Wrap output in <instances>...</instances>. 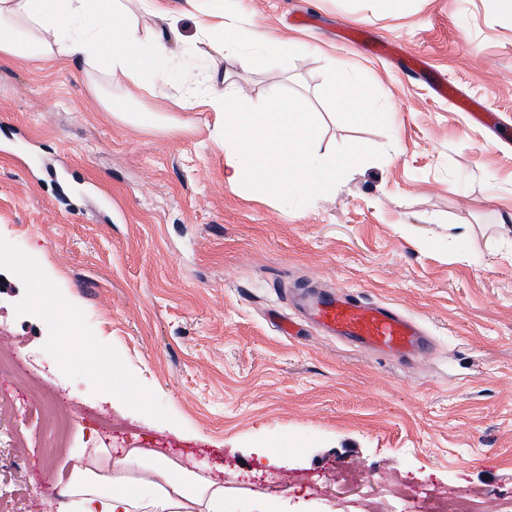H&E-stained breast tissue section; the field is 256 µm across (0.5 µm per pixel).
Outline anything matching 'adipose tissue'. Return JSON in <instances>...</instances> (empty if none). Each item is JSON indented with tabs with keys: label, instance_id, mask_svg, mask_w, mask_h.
Returning a JSON list of instances; mask_svg holds the SVG:
<instances>
[{
	"label": "adipose tissue",
	"instance_id": "1",
	"mask_svg": "<svg viewBox=\"0 0 512 512\" xmlns=\"http://www.w3.org/2000/svg\"><path fill=\"white\" fill-rule=\"evenodd\" d=\"M181 11L195 18L203 43L244 68L260 67L264 50L289 44L288 37L241 24L202 0H183ZM170 51L168 34L145 37L125 0H0V58L82 62L136 94L167 83ZM184 85L182 107L213 112L224 131L230 186L248 182L283 198L324 200L360 157L356 143L339 150L322 146L300 98L273 93L253 109L246 91L214 69L201 81L185 75ZM325 93L355 123L388 106L374 85L345 67ZM135 461L143 474L132 478L127 471ZM63 496L73 512H224L223 485L182 469L162 452L138 448L120 458L109 448H94Z\"/></svg>",
	"mask_w": 512,
	"mask_h": 512
}]
</instances>
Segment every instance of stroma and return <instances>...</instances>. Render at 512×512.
Returning a JSON list of instances; mask_svg holds the SVG:
<instances>
[{
	"instance_id": "1",
	"label": "stroma",
	"mask_w": 512,
	"mask_h": 512,
	"mask_svg": "<svg viewBox=\"0 0 512 512\" xmlns=\"http://www.w3.org/2000/svg\"><path fill=\"white\" fill-rule=\"evenodd\" d=\"M293 37L266 66L227 63L253 107L300 94L330 145L362 163L324 201L233 188L210 112L174 101L195 41L178 23L168 85L141 94L146 129L104 110L103 73L62 60H0V502L46 512L93 440L113 455L162 451L223 483L227 512H427L436 494L512 496V13L498 0H234ZM419 53L424 69L343 43ZM391 109L352 123L322 89L340 65ZM458 85L499 123L439 97ZM463 226L457 241L449 225ZM54 300H37L33 281ZM348 290L400 307L434 350L401 365L299 322L291 291ZM39 384L70 425L60 448L31 415Z\"/></svg>"
}]
</instances>
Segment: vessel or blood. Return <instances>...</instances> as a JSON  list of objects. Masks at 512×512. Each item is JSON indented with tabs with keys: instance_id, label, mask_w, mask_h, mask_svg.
Returning a JSON list of instances; mask_svg holds the SVG:
<instances>
[{
	"instance_id": "obj_1",
	"label": "vessel or blood",
	"mask_w": 512,
	"mask_h": 512,
	"mask_svg": "<svg viewBox=\"0 0 512 512\" xmlns=\"http://www.w3.org/2000/svg\"><path fill=\"white\" fill-rule=\"evenodd\" d=\"M309 309L326 331L358 349L417 358L426 357L431 351L421 325L395 305L374 303L347 293H325L312 299Z\"/></svg>"
}]
</instances>
